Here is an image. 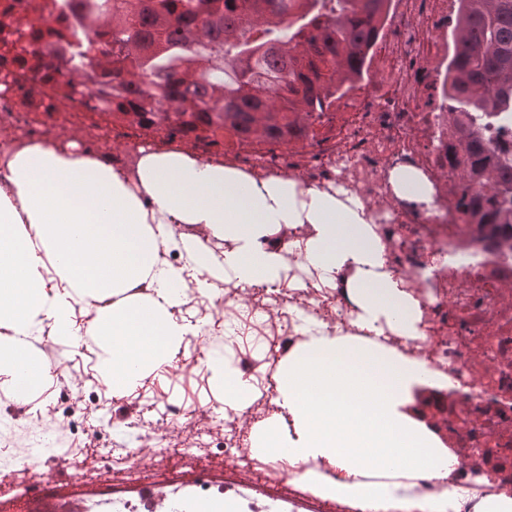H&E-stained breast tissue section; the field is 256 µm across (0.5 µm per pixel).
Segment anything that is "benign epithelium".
<instances>
[{
  "label": "benign epithelium",
  "instance_id": "obj_1",
  "mask_svg": "<svg viewBox=\"0 0 512 512\" xmlns=\"http://www.w3.org/2000/svg\"><path fill=\"white\" fill-rule=\"evenodd\" d=\"M467 398V394L455 390L440 395H430L426 392L417 393L415 408L421 413L426 424L441 438L443 444H448V408L439 407V400L453 401L455 403ZM481 419L466 420L459 423V434L456 449L463 458L473 466L475 473L484 474L489 467H497L496 478L507 488H512V436L499 429L488 432L486 439L474 446L470 445L469 430L480 425Z\"/></svg>",
  "mask_w": 512,
  "mask_h": 512
}]
</instances>
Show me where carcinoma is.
Returning <instances> with one entry per match:
<instances>
[{
	"mask_svg": "<svg viewBox=\"0 0 512 512\" xmlns=\"http://www.w3.org/2000/svg\"><path fill=\"white\" fill-rule=\"evenodd\" d=\"M89 32L68 57L67 16L49 0H0V69L15 107L50 115L82 101L112 124L220 148L226 140L304 141L354 89L389 0H74ZM441 88L464 182L488 193L471 224L512 229V144L487 134L512 116V0H456ZM43 25L23 33L17 14ZM233 77L225 79L224 62Z\"/></svg>",
	"mask_w": 512,
	"mask_h": 512,
	"instance_id": "cac0c4a2",
	"label": "carcinoma"
}]
</instances>
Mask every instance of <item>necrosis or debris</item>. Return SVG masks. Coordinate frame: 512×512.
Wrapping results in <instances>:
<instances>
[{"label": "necrosis or debris", "instance_id": "4bbe7bcc", "mask_svg": "<svg viewBox=\"0 0 512 512\" xmlns=\"http://www.w3.org/2000/svg\"><path fill=\"white\" fill-rule=\"evenodd\" d=\"M454 11L455 0H398L372 49L371 67L377 78L372 89L360 92L353 104L337 105L331 123L305 146L278 151L243 145L225 148L223 156L225 165L257 182L277 172L299 187L340 190L362 201L371 231L384 250L383 273L391 275L414 303L415 335H399L387 324L376 335L360 327L356 271L346 267L327 279L306 264L309 225L299 224L285 233L277 230L264 239L265 248L278 252L286 268L285 276L268 288L224 282L211 293H200L192 288L180 253L160 249V269L184 273L178 293L181 313L201 318L209 343L219 349L225 343V329H232L241 374L269 377L278 361L302 347L301 325L307 316L322 323L326 335L371 337L405 360L425 362L436 382L455 380L476 408L489 404L486 386L512 389V368L491 378L485 375L492 357L512 360V249L503 245L499 226L468 224L449 204L453 198L475 199L486 192L477 183L461 186L448 157V111L439 86L448 64V24ZM14 97V91L0 90V118L9 117L12 131L11 137L0 140V184L7 161L47 134L42 125L14 111ZM403 167L421 175L428 201L398 194L392 175ZM199 444L206 454L218 448L225 458L248 460L250 486L229 479L221 484L163 485L147 477L137 502L113 495L115 512H153L160 487L167 499L188 504L224 499L234 504L235 512H297L299 500L282 494L280 487L307 471V464L274 453L249 460L232 417ZM34 454L41 472L0 469V496L27 499L44 474L64 460L50 448L35 449ZM452 484L468 492L462 512H475L483 497L498 490L496 484L474 477L464 460L450 480L417 479L413 494L436 499Z\"/></svg>", "mask_w": 512, "mask_h": 512}]
</instances>
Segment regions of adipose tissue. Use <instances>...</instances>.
Segmentation results:
<instances>
[{
	"label": "adipose tissue",
	"instance_id": "ef3b65f1",
	"mask_svg": "<svg viewBox=\"0 0 512 512\" xmlns=\"http://www.w3.org/2000/svg\"><path fill=\"white\" fill-rule=\"evenodd\" d=\"M137 174L134 190L121 160L49 138L8 161L10 188L0 189V327L6 330L0 364L18 379L35 384L43 377L38 358L18 336L47 326L57 336H74V297L101 303L92 340L113 384L124 386L166 362L192 327L169 312L175 277L154 269L160 246L181 249L189 267L210 279L230 275L250 286L271 285L284 266L263 240L283 225L312 226L304 260L322 273L355 268L363 328L388 324L400 335L415 334L413 304L383 273V250L360 200L344 203L279 175L258 184L223 161L161 147L142 150ZM172 224L207 228L233 247L220 258L203 253L193 240L172 238ZM152 272L159 279L157 297L129 307L108 304L112 293ZM273 378L301 426L289 459L312 463L305 473L310 480L317 477L316 465L335 467L337 501L360 512L415 506L459 512L457 488L439 502L411 495L414 479L445 478L458 467L435 432L406 411L412 389L431 384L423 364L371 341L314 335Z\"/></svg>",
	"mask_w": 512,
	"mask_h": 512
}]
</instances>
